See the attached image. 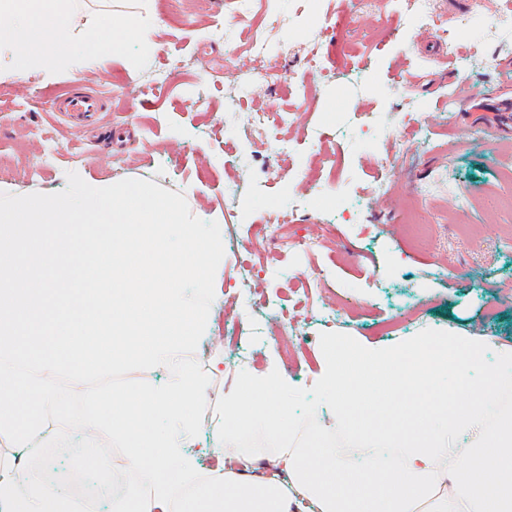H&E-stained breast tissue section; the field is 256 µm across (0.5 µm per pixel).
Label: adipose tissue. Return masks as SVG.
<instances>
[{"instance_id":"ef3b65f1","label":"adipose tissue","mask_w":512,"mask_h":512,"mask_svg":"<svg viewBox=\"0 0 512 512\" xmlns=\"http://www.w3.org/2000/svg\"><path fill=\"white\" fill-rule=\"evenodd\" d=\"M81 9L82 0H0V50L10 51L14 74L36 71L50 77L63 64L81 72L133 44L144 52L155 50L151 23L133 9L112 11L109 28L90 25L85 38L74 42V19Z\"/></svg>"}]
</instances>
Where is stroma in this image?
<instances>
[{
  "instance_id": "1",
  "label": "stroma",
  "mask_w": 512,
  "mask_h": 512,
  "mask_svg": "<svg viewBox=\"0 0 512 512\" xmlns=\"http://www.w3.org/2000/svg\"><path fill=\"white\" fill-rule=\"evenodd\" d=\"M436 15L464 39H479L498 27L503 0H426ZM155 19L158 51L130 48L77 74L61 66L53 78L30 74L0 80V192L56 193L74 172L89 185L144 179L183 194L201 220L217 222L238 237L225 253L214 281L218 301L208 322L209 349L224 354V371L208 390L221 398L240 370L281 372L291 386L311 389L324 363L320 336L342 332L369 349L409 339L423 329L447 331L488 343L490 354L512 349V223L497 211L512 190V50L489 59L462 53L449 58L444 43L422 42L425 28L395 14L385 0L362 10L359 0H254L253 17L278 12L269 51L291 81L267 92L259 88L228 101L224 83L239 70H260L250 49V25H232L216 37V24H231L239 0H144ZM317 46V65L306 50ZM188 61L163 88L151 89L161 53ZM360 73L364 92L346 83ZM97 88L112 118V138L96 124L67 119L55 97L71 89ZM457 106L446 111L444 100ZM277 109L294 119L275 130L290 153L272 156L267 144L245 131L251 112ZM370 112L382 125L370 139L342 128L345 113ZM407 112L430 117L428 141L389 139L385 125ZM325 136L333 163L308 187L298 179L264 174L268 159L281 169L313 166L311 136ZM58 160L37 181L28 174L46 139ZM393 160L392 191H378L377 178ZM436 180L432 194L414 197V185ZM306 196V217L294 230L321 240L319 249L297 257L278 252L280 228L253 233L266 213ZM422 207L432 217L427 234L415 238L403 213ZM318 291L308 292L310 281ZM269 297L268 309L248 295ZM284 329L282 344L252 347L240 359L230 346L229 326L250 329L264 321Z\"/></svg>"
}]
</instances>
